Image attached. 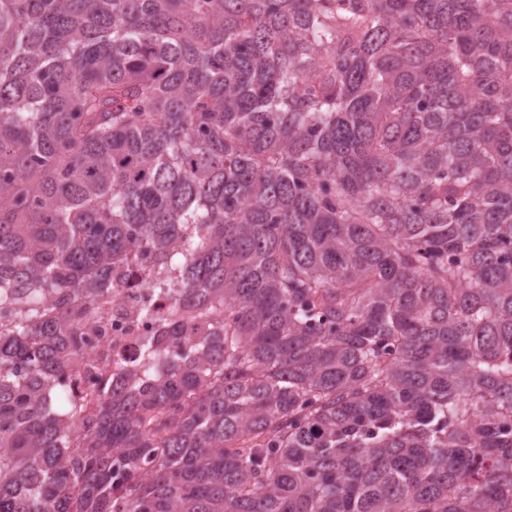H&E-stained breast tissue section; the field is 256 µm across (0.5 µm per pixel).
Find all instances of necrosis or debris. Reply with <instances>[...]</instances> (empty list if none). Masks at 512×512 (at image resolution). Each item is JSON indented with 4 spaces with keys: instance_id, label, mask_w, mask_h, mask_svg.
<instances>
[{
    "instance_id": "1",
    "label": "necrosis or debris",
    "mask_w": 512,
    "mask_h": 512,
    "mask_svg": "<svg viewBox=\"0 0 512 512\" xmlns=\"http://www.w3.org/2000/svg\"><path fill=\"white\" fill-rule=\"evenodd\" d=\"M74 304L90 307L91 312L76 328V344H64L62 356L73 365L55 384L79 388L89 397L96 395L102 377L121 383L136 366L142 345L158 339L170 309L167 293L158 286L120 288L91 304L78 297Z\"/></svg>"
}]
</instances>
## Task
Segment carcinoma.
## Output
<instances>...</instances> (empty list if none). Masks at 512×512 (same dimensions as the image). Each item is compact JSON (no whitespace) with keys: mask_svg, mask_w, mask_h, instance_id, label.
<instances>
[{"mask_svg":"<svg viewBox=\"0 0 512 512\" xmlns=\"http://www.w3.org/2000/svg\"><path fill=\"white\" fill-rule=\"evenodd\" d=\"M5 288L0 512H512V0H0ZM161 288H118L112 295L97 298L92 312L75 328L79 336L75 346L64 342L62 357L76 365L56 378V386L78 387L87 397H94L103 376L121 383L137 365L141 346L160 337L161 321L171 306ZM146 309L152 317L144 314ZM106 354L112 355L111 362L105 360Z\"/></svg>","mask_w":512,"mask_h":512,"instance_id":"1","label":"carcinoma"}]
</instances>
